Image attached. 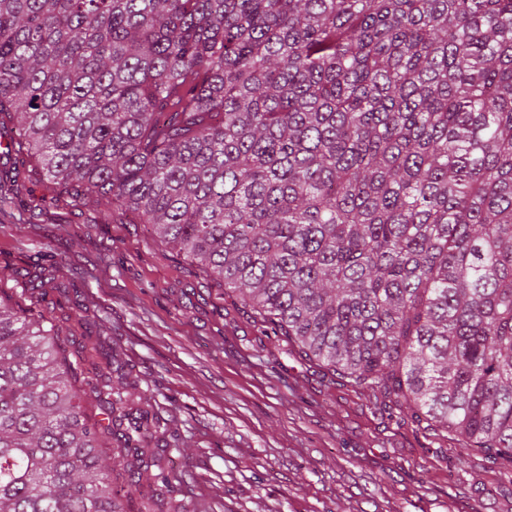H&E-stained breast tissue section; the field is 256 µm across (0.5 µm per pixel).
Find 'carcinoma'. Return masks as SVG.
<instances>
[{
    "label": "carcinoma",
    "mask_w": 512,
    "mask_h": 512,
    "mask_svg": "<svg viewBox=\"0 0 512 512\" xmlns=\"http://www.w3.org/2000/svg\"><path fill=\"white\" fill-rule=\"evenodd\" d=\"M8 151L512 481V0H0ZM22 194L0 175V211ZM0 297V512H192ZM114 439L126 486H112Z\"/></svg>",
    "instance_id": "carcinoma-1"
}]
</instances>
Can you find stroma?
<instances>
[{"mask_svg":"<svg viewBox=\"0 0 512 512\" xmlns=\"http://www.w3.org/2000/svg\"><path fill=\"white\" fill-rule=\"evenodd\" d=\"M0 221V296L43 298L66 356L118 351L131 400L176 430L171 472L195 512H512V483L481 454L387 414L368 389L306 359L238 296L121 213L72 202L36 162ZM50 271L53 288L30 282Z\"/></svg>","mask_w":512,"mask_h":512,"instance_id":"obj_1","label":"stroma"}]
</instances>
